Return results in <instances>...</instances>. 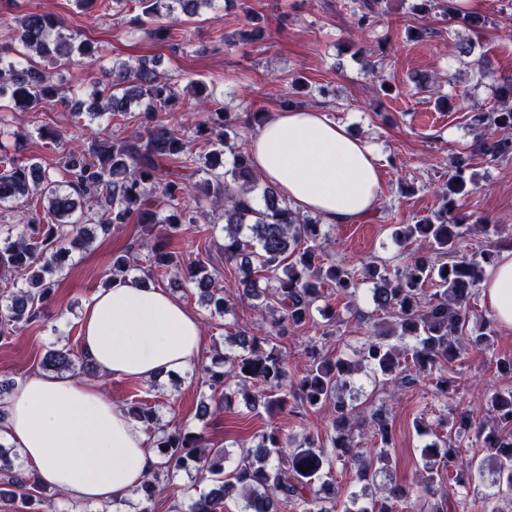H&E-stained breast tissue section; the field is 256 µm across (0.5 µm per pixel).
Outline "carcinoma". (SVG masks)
<instances>
[{
  "mask_svg": "<svg viewBox=\"0 0 512 512\" xmlns=\"http://www.w3.org/2000/svg\"><path fill=\"white\" fill-rule=\"evenodd\" d=\"M216 0H115L136 11L131 22L162 41L191 42L189 23L214 8ZM388 0H358L353 10V28L362 32L376 25ZM183 23L169 19L175 13ZM55 16L29 12L15 20L14 40L19 48L0 53V129L7 125L5 112L28 111L61 105L74 116L87 113L95 119L110 114L114 136L94 140L88 150L68 151L56 173L32 158L0 154V205L24 204L32 215L22 224H0V267L24 275L22 287L0 297V340L11 338L21 325L44 317L53 300L54 274L73 251L87 247L94 230L109 233L124 224L156 228L159 235L151 249L150 266L174 268L183 284L195 288L201 300L218 314L232 311L235 300H255V308L270 319V331L251 336L239 331L229 338L232 349L216 352L203 384L221 391L215 406L203 402L206 416L235 407L242 396L252 410L282 413L294 401L304 410L300 433L284 436L271 429L256 436L253 448H241L233 468L224 471L230 452L211 455L204 436L186 426L172 430L158 424L154 407L134 401L127 412L155 428V448L161 457L150 472L139 499L138 512H154L160 482L178 471L195 472L209 489L194 498L190 512H227V501L236 498L237 512H446L447 504L435 501L437 464L450 471L457 460L449 448L437 443L423 448L425 460L418 481L381 487L383 495L368 497L352 493L342 502L336 498L335 462L350 464L359 479L374 478L389 465L391 429L388 412L381 406L372 413V425L381 448H364L355 439L357 405L363 385L355 375L363 368L369 376L389 377L398 382L411 371L433 374L442 363L459 357L454 336L468 326L467 303L483 280L485 267L498 254L486 249L469 254L461 240L472 228L452 215L455 197L474 184L471 167L464 160L448 171L441 188L440 204L431 215L415 224L394 230L402 244L413 238L426 243V251L410 258L402 271L393 273L384 263H370L364 270L325 266L321 251L320 224L292 208L277 189L261 182L248 148L228 146L227 129L233 121L217 105L212 89L199 80L191 84L193 102H184L172 79L157 70L153 58L103 69L105 81L95 86L91 98L65 95L47 71L32 63V55L57 64L77 55L88 62L100 59L96 42L75 41L63 33ZM502 105L495 112L480 113L475 122L496 127L502 136L478 137L476 150L492 161L512 157V83L499 88ZM140 107V130L128 136L122 128L128 107ZM183 112H200L194 123L193 140L202 142L208 162L201 169L197 154L185 139ZM232 154L231 167L224 168V148ZM171 160L198 179L192 183L162 173L161 160ZM191 196L198 204L222 209L224 261L234 262L239 272L236 295L219 286L209 271L211 253L185 261L173 244L198 223L185 213L183 200ZM447 261H442V258ZM133 248L112 258L111 276L125 275L135 267ZM373 284L370 300L374 312L390 318L380 337L362 343L358 359L324 357L312 345L310 364L300 377L288 371V353L282 341L288 332L308 325L318 302L324 300L321 285L329 282L339 296L353 297L359 280ZM435 286L423 301L426 284ZM41 367L58 373L81 370L98 374L86 355L74 356L64 347L48 351ZM249 372H244V369ZM496 427L484 438L490 451L497 493L488 495L486 512H499L496 494H512V438L501 434L512 428V390L498 391L490 400ZM331 407V428L314 436L307 427V411ZM0 485L14 488L28 505H44L57 512L44 487L31 480L19 451L0 444Z\"/></svg>",
  "mask_w": 512,
  "mask_h": 512,
  "instance_id": "carcinoma-1",
  "label": "carcinoma"
}]
</instances>
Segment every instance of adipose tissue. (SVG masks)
<instances>
[{
  "label": "adipose tissue",
  "instance_id": "adipose-tissue-1",
  "mask_svg": "<svg viewBox=\"0 0 512 512\" xmlns=\"http://www.w3.org/2000/svg\"><path fill=\"white\" fill-rule=\"evenodd\" d=\"M249 149L265 182L324 223L359 220L378 203L374 147L325 112L289 108L266 118ZM482 294L498 325L511 331V250L488 267ZM81 335L100 375L146 382L194 369L204 341L197 314L167 290L128 278L91 296ZM0 439L19 450L41 484L116 508L134 498L159 462L141 422L112 403L97 379L69 373H31L0 396Z\"/></svg>",
  "mask_w": 512,
  "mask_h": 512
}]
</instances>
